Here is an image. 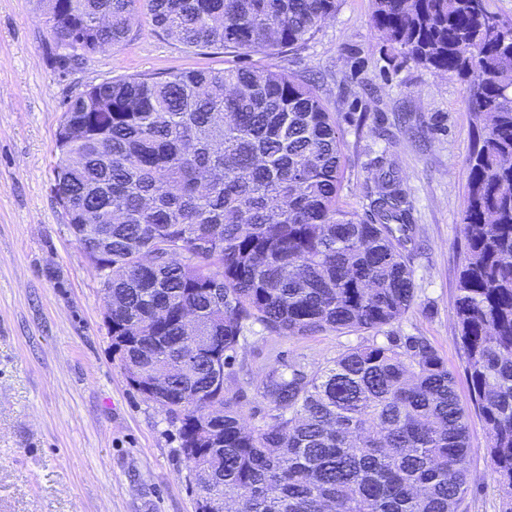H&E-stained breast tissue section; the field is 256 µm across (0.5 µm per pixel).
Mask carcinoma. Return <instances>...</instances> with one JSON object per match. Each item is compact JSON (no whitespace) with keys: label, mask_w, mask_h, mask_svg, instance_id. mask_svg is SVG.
Wrapping results in <instances>:
<instances>
[{"label":"carcinoma","mask_w":512,"mask_h":512,"mask_svg":"<svg viewBox=\"0 0 512 512\" xmlns=\"http://www.w3.org/2000/svg\"><path fill=\"white\" fill-rule=\"evenodd\" d=\"M58 65L117 47L143 16L191 50L302 47L336 0H38ZM108 17L105 24L87 20ZM489 0H372L371 23L406 62L471 84L473 147L462 215L456 318L471 403L490 438L491 475L512 512V23ZM336 115L315 80L266 67L137 75L70 99L57 133L54 188L83 255L98 225L123 216L101 259L112 275V351L132 369L178 372L151 401L178 425L188 469L208 467L205 497L226 512H463L475 481L469 414L424 336L391 329L416 288L403 255L410 205L379 165L373 219L340 204ZM210 238L201 249L195 238ZM178 249L179 262L159 263ZM208 344L182 361L183 320ZM261 324L279 336L374 331L316 371L271 367L259 392L269 421L249 430L213 386ZM224 407L197 422L212 402Z\"/></svg>","instance_id":"cac0c4a2"}]
</instances>
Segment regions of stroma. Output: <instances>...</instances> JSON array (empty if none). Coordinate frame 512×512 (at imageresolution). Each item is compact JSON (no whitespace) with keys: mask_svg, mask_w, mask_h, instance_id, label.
Segmentation results:
<instances>
[{"mask_svg":"<svg viewBox=\"0 0 512 512\" xmlns=\"http://www.w3.org/2000/svg\"><path fill=\"white\" fill-rule=\"evenodd\" d=\"M372 0H338L302 48L234 57L189 51L138 21L117 47L60 69L36 0H0V512H196L177 427L137 392L107 334L103 286L53 191L56 132L66 102L106 80L221 70L242 62L314 75L335 112L345 160L342 205L370 220L374 161L393 163L411 205L404 254L416 298L397 326L446 360L463 406L471 388L455 314L461 269L469 86L401 62L377 39ZM368 332L278 336L253 324L225 369L244 422L267 420L258 387L278 363L314 371ZM467 512H503L489 438L470 415Z\"/></svg>","mask_w":512,"mask_h":512,"instance_id":"35a3bbf8","label":"stroma"}]
</instances>
